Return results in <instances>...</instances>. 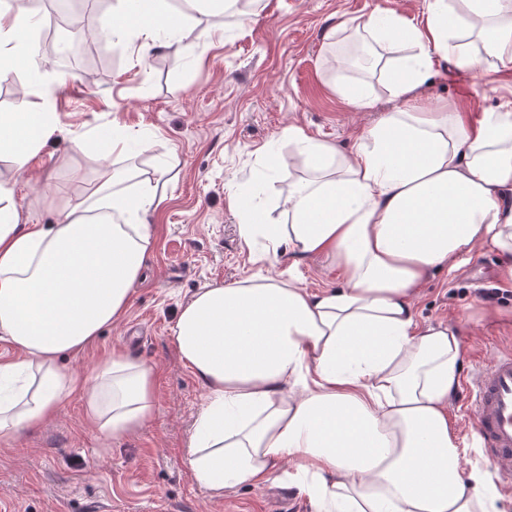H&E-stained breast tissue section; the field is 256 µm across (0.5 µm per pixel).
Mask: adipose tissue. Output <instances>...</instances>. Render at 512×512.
I'll list each match as a JSON object with an SVG mask.
<instances>
[{"label":"adipose tissue","instance_id":"1","mask_svg":"<svg viewBox=\"0 0 512 512\" xmlns=\"http://www.w3.org/2000/svg\"><path fill=\"white\" fill-rule=\"evenodd\" d=\"M164 0H117L99 26L137 55L177 26ZM46 18L0 0V75L28 52ZM358 29L409 49L385 72L394 99L410 102L435 60L486 61L512 71V0H430L425 26L376 9ZM483 57H476L473 41ZM56 129L54 113L21 101L0 113V342L20 352L0 364L17 379L0 394V443L54 417L72 394L99 439L144 427L156 404L155 371L115 350L90 373L63 363L126 315L154 245L146 215L161 178L104 169L88 200L55 224L20 223L15 187ZM299 175L289 223L242 210L240 237L264 236L261 258L322 256L342 284L310 292L292 274L218 283L195 292L171 328L179 359L206 390L187 444L194 481L225 489L292 470L315 512H489L464 484L448 424L463 344L446 325H421L412 301L436 270L483 248L512 282V99L471 117L389 112L350 153L291 126Z\"/></svg>","mask_w":512,"mask_h":512}]
</instances>
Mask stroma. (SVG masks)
Masks as SVG:
<instances>
[{"mask_svg": "<svg viewBox=\"0 0 512 512\" xmlns=\"http://www.w3.org/2000/svg\"><path fill=\"white\" fill-rule=\"evenodd\" d=\"M428 0H258L248 21L232 12H189L177 41L151 50L147 60L124 42L78 34L82 46H98L97 60L53 66L47 90L57 130L32 157L18 184L15 205L23 224H54L83 200L107 166L103 146L84 152L72 139L119 126L131 140L151 137L137 152L140 168L166 172L164 200L148 215L155 245L134 284L119 324L103 329L96 344L66 358L73 370H89L115 349L154 368L156 409L140 431L102 443L92 436L82 401L66 398L48 423L0 445V512H96L118 504L126 512H314L299 483L274 474L262 484L225 490L223 498L193 480L186 441L205 403V388L179 360L169 329L182 304L209 284L290 269L309 291L336 288L341 278L321 257L279 264L254 260L239 235L235 200L247 183L265 180L258 206L272 221L288 217L281 201L294 179L276 166L271 150L287 152L284 129L349 152L383 113L398 106L380 73L357 74L336 66V47L355 33L356 18L375 8L424 23ZM490 91L476 95L470 73L453 68L430 78L415 101L437 110L448 105L473 112L496 109L512 89V73L490 75ZM360 84L374 101L350 106L342 85ZM500 257L489 249L464 258L453 270L435 272L413 303L419 324H446L459 332L464 352L459 378L476 371L497 349H512V283L498 276ZM497 299H485L491 289ZM456 388L448 423L460 443L463 478L478 477L495 512H512V494L492 479L472 439L475 415Z\"/></svg>", "mask_w": 512, "mask_h": 512, "instance_id": "stroma-1", "label": "stroma"}]
</instances>
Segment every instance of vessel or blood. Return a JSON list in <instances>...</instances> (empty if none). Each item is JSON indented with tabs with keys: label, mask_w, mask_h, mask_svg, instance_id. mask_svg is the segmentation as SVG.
Returning <instances> with one entry per match:
<instances>
[{
	"label": "vessel or blood",
	"mask_w": 512,
	"mask_h": 512,
	"mask_svg": "<svg viewBox=\"0 0 512 512\" xmlns=\"http://www.w3.org/2000/svg\"><path fill=\"white\" fill-rule=\"evenodd\" d=\"M474 432L501 490H512V351L500 350L464 379Z\"/></svg>",
	"instance_id": "obj_1"
}]
</instances>
